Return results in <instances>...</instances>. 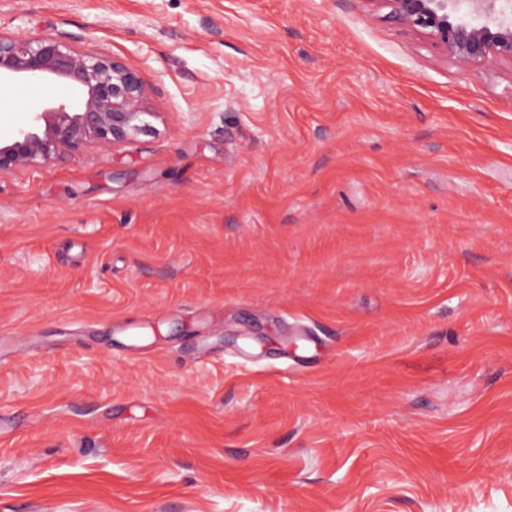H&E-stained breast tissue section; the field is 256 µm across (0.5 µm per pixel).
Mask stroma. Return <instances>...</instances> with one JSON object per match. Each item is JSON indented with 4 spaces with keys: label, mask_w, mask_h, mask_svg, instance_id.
I'll return each mask as SVG.
<instances>
[{
    "label": "stroma",
    "mask_w": 512,
    "mask_h": 512,
    "mask_svg": "<svg viewBox=\"0 0 512 512\" xmlns=\"http://www.w3.org/2000/svg\"><path fill=\"white\" fill-rule=\"evenodd\" d=\"M0 32L120 57L154 113L0 175V512H512V65L369 0Z\"/></svg>",
    "instance_id": "stroma-1"
}]
</instances>
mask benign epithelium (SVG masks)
I'll return each mask as SVG.
<instances>
[{"mask_svg": "<svg viewBox=\"0 0 512 512\" xmlns=\"http://www.w3.org/2000/svg\"><path fill=\"white\" fill-rule=\"evenodd\" d=\"M469 16L459 15L463 2ZM385 18L423 38L463 69L512 63V0H368ZM71 36L28 39L0 33V80L65 82L70 99H51L12 140L0 143V173L47 167L88 143L111 147L145 131L154 116L141 73L109 52L80 50Z\"/></svg>", "mask_w": 512, "mask_h": 512, "instance_id": "7a95c632", "label": "benign epithelium"}]
</instances>
